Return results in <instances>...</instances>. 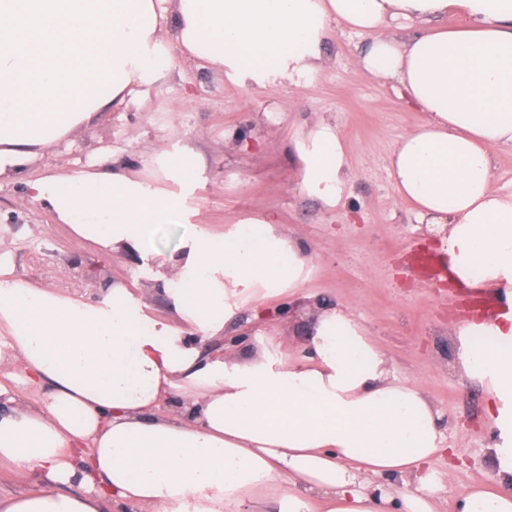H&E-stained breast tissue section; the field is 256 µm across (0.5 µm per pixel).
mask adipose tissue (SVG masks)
I'll use <instances>...</instances> for the list:
<instances>
[{
    "mask_svg": "<svg viewBox=\"0 0 512 512\" xmlns=\"http://www.w3.org/2000/svg\"><path fill=\"white\" fill-rule=\"evenodd\" d=\"M454 14L467 28H440ZM346 28L371 38L362 74L395 81L425 114L389 175L420 223L447 226L450 282L511 288L512 194L495 189L493 159L512 146V0H0V180L144 98L175 54L242 88L295 83ZM296 149L302 190L336 206L348 178L336 127L319 123ZM141 159L139 175L27 183L75 241L105 252L146 260L161 225L184 231L152 275L169 319L122 281L88 301L0 263V368L44 394L0 412V465L31 477L0 512H440L439 413L391 375L349 306H322L295 355L278 339L246 358L228 343L242 311L302 294L310 249L269 217L220 233L198 223L190 201L208 179L192 149L163 143ZM457 336L492 430L458 512H512V297Z\"/></svg>",
    "mask_w": 512,
    "mask_h": 512,
    "instance_id": "1",
    "label": "adipose tissue"
}]
</instances>
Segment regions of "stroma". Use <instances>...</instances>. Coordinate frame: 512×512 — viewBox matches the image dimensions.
<instances>
[{"instance_id":"obj_1","label":"stroma","mask_w":512,"mask_h":512,"mask_svg":"<svg viewBox=\"0 0 512 512\" xmlns=\"http://www.w3.org/2000/svg\"><path fill=\"white\" fill-rule=\"evenodd\" d=\"M366 36L331 35L323 65L307 83L284 82L246 89L223 73L176 56L169 77L140 104L103 113L60 142L27 172L0 183V238L10 241L6 263L17 278L96 299L113 281L146 295L150 314L168 316L154 288L152 268L175 247L182 228L162 226L151 261L105 253L75 242L67 225L27 194L26 182L44 170L75 164L142 169L145 143L174 135L199 154L208 184L199 194L200 223L214 231L248 217L272 215L315 256L306 293L350 306L384 349L394 375L422 389L441 415L449 447L460 458L438 467L441 512H454L460 489L487 452L488 396L455 362L452 309L476 290L445 286L410 271L414 251L435 243L420 233L412 206L395 192L388 175L400 136L421 124L420 108L390 82L362 75L359 56ZM331 119L347 147L349 180L341 203L323 205L300 188L296 137ZM298 299L283 294L240 315L237 326L249 353L275 332L305 342L310 321L296 315Z\"/></svg>"}]
</instances>
